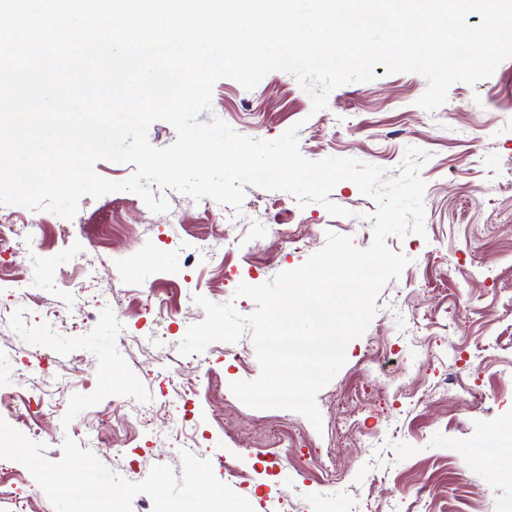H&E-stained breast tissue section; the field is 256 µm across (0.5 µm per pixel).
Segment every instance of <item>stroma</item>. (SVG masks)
<instances>
[{"label":"stroma","mask_w":512,"mask_h":512,"mask_svg":"<svg viewBox=\"0 0 512 512\" xmlns=\"http://www.w3.org/2000/svg\"><path fill=\"white\" fill-rule=\"evenodd\" d=\"M374 72L371 81L332 91L317 112L288 73L269 72L250 90L224 77L213 87L211 112L199 116L203 122L219 117L240 135L268 141L293 127L307 159L351 157L384 168L391 179L407 147L431 155L420 171L426 234L388 238L389 248L411 263L380 291L367 329L349 343L344 366L319 392L321 428L291 410L250 408L232 393L231 382L260 374L250 334L236 341L242 360L233 365L217 351L192 362L139 337L152 328L183 339L205 317L193 301L197 295L251 313L254 302L236 296L237 286L299 267L323 247L326 232L368 247L372 229L362 217L375 203L353 182H340L330 198L349 214L334 217L320 203L301 208L288 193L249 185L234 210L243 247L228 250L218 245L224 227L212 215L213 199L161 187L157 194L169 209L154 213L137 194L120 191L83 197L71 219L40 211L37 237L0 256L25 273L27 292L12 303L9 288H0L8 301L0 314V392H29L20 370L39 350L50 349L71 367L70 400L60 413L43 415L31 436L48 460L62 456V428L90 423L101 437L96 457L122 478L142 481L156 465L181 473L167 419L158 415L145 426L117 404L112 374L124 371L138 377V403L146 409L163 400L170 383L198 384L202 440L195 454L234 456L251 480L233 489L254 512H279L282 497L290 512H401L425 491L432 512H498L512 500V482L481 466L499 456L500 426L512 417V112L503 109L512 103V58L476 85L453 84L432 113L416 104L427 88L422 75L390 74L381 65ZM267 204L280 210L278 229L259 216ZM202 240L217 245L218 260L186 265L184 242ZM128 280L151 286V303L164 308L167 320L147 326L143 304L120 294L81 331L38 318L39 303L65 314L92 303L99 289ZM116 317L129 340L112 339ZM376 345L386 346L394 363L388 375L367 377L356 356ZM449 373L459 378L452 398L441 387ZM386 421L392 430L369 447L367 433ZM281 425L300 433L288 465L265 454L270 429ZM133 433L140 440L133 458L115 453L113 436ZM328 467L335 468L336 483L322 480Z\"/></svg>","instance_id":"stroma-1"}]
</instances>
